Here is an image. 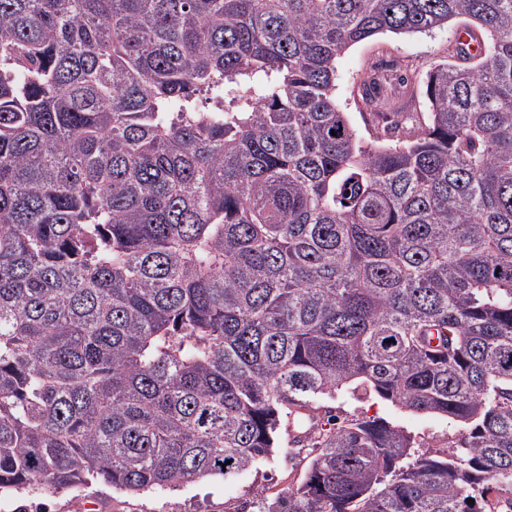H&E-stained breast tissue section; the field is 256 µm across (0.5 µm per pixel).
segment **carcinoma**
I'll return each instance as SVG.
<instances>
[{
	"instance_id": "1",
	"label": "carcinoma",
	"mask_w": 512,
	"mask_h": 512,
	"mask_svg": "<svg viewBox=\"0 0 512 512\" xmlns=\"http://www.w3.org/2000/svg\"><path fill=\"white\" fill-rule=\"evenodd\" d=\"M457 20L427 123L364 142L337 57ZM396 83L360 78L378 122ZM343 387L461 431L417 455ZM288 428L261 512L512 501V0H0V494L226 476Z\"/></svg>"
}]
</instances>
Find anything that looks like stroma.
<instances>
[{"label":"stroma","instance_id":"stroma-1","mask_svg":"<svg viewBox=\"0 0 512 512\" xmlns=\"http://www.w3.org/2000/svg\"><path fill=\"white\" fill-rule=\"evenodd\" d=\"M453 46L448 29L428 33L393 34L386 32L346 49L336 60V100L358 134L378 145L389 143L383 127L367 112L358 98L363 73L388 58H398L408 73L414 74L410 86L408 113L404 128L418 129L427 112L424 80L437 63L450 60ZM334 404L342 413L364 419H384L415 435L422 452L441 451L447 439L457 437L458 425L433 414L406 411L374 395L353 396L351 389L337 392ZM306 449L281 445L261 464L224 477H206L175 489L125 492L96 482L56 493L27 489L0 496V512H236L245 507L255 512L254 490L268 486L271 494L287 493L305 473Z\"/></svg>","mask_w":512,"mask_h":512}]
</instances>
